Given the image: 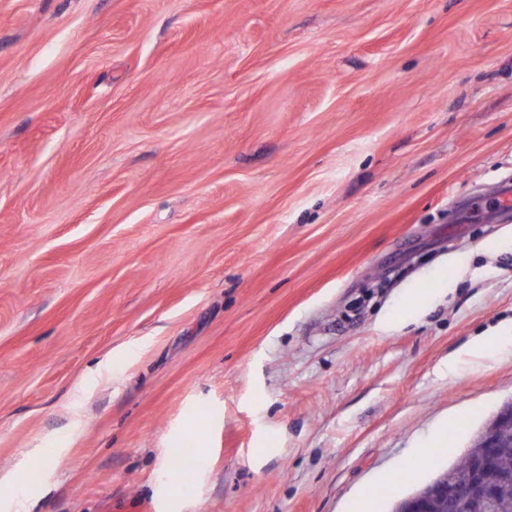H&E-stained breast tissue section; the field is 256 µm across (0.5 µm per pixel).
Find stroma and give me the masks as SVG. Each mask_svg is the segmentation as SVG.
<instances>
[{"label":"stroma","mask_w":512,"mask_h":512,"mask_svg":"<svg viewBox=\"0 0 512 512\" xmlns=\"http://www.w3.org/2000/svg\"><path fill=\"white\" fill-rule=\"evenodd\" d=\"M506 179L512 0H0V512H391L512 400Z\"/></svg>","instance_id":"1"}]
</instances>
